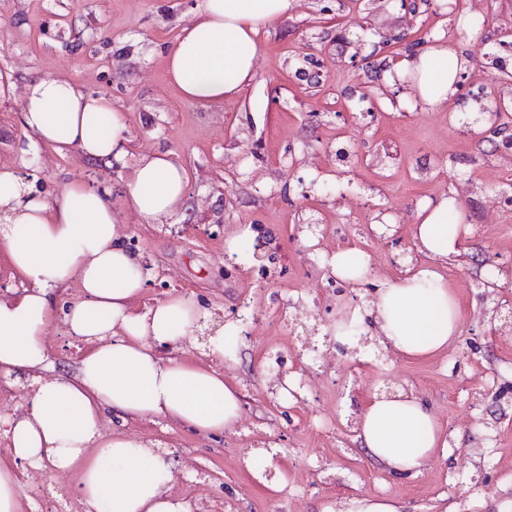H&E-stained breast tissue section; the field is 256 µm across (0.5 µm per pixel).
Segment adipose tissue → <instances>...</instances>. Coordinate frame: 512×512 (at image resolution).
Listing matches in <instances>:
<instances>
[{
  "instance_id": "ef3b65f1",
  "label": "adipose tissue",
  "mask_w": 512,
  "mask_h": 512,
  "mask_svg": "<svg viewBox=\"0 0 512 512\" xmlns=\"http://www.w3.org/2000/svg\"><path fill=\"white\" fill-rule=\"evenodd\" d=\"M293 2L203 0L167 58L180 96L199 104L240 97L255 76L258 33L288 14ZM468 63L440 35L427 51L404 59L401 69L418 101L437 109L455 95V75ZM96 114L110 118L103 130L92 126ZM22 124L37 141L88 158L128 154L126 126L110 100L65 78L27 84ZM187 187L184 169L159 152L137 161L118 206L84 181L41 198L13 166L0 165V248L28 283L20 295L0 296V375L47 366L52 289L78 285L81 298L63 310L62 321L84 346L75 374L39 382L25 412L6 418V433L16 460L79 469L77 491L87 512H188L170 492L158 443L102 433L109 412L171 420L203 435L233 430L241 418V394L223 373L182 356L200 330L194 301L172 293L138 306L148 272L124 244V214L161 222L182 208ZM469 233L455 196L420 203L413 239L434 263L387 283L369 304L379 342L426 357L454 341L459 303L436 264L457 254ZM357 437L376 462L407 477L421 475L437 449L448 446L430 408L407 391L372 395L359 414Z\"/></svg>"
}]
</instances>
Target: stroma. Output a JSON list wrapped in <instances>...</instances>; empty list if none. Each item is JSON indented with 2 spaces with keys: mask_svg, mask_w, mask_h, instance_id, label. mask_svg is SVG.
<instances>
[{
  "mask_svg": "<svg viewBox=\"0 0 512 512\" xmlns=\"http://www.w3.org/2000/svg\"><path fill=\"white\" fill-rule=\"evenodd\" d=\"M295 0L260 31L255 77L240 99L200 105L180 97L166 58L202 0H0V164L52 198L82 180L120 203L138 159L171 153L188 174L184 208L159 224L125 215L126 245L150 271L141 302L172 292L208 315L186 359H203L208 333L255 312L218 369L242 394L234 431L202 436L161 419L128 421L126 434L161 443L171 492L191 512H342L353 497L387 498L400 512H512V155L505 132H462L463 114L488 92L512 98V0ZM475 22L493 47L459 37ZM446 33L471 64L456 97L423 108L393 65L417 43ZM35 77H65L122 112L129 153L107 162L29 148L21 121ZM454 193L473 233L443 274L461 304L460 334L447 353L411 359L371 339L339 350L340 309L364 307L417 252L424 200ZM398 226L377 235L382 218ZM316 232H309V225ZM250 227L266 247L242 269L225 241ZM354 246L372 276L336 278L328 261ZM509 283L485 288L489 261ZM52 363L43 378L73 374L77 348L60 319L48 327ZM292 379L300 397L280 393ZM411 390L448 435L421 476L390 473L356 438L362 402ZM22 475L20 512H85L78 470L44 464L42 482Z\"/></svg>",
  "mask_w": 512,
  "mask_h": 512,
  "instance_id": "stroma-1",
  "label": "stroma"
}]
</instances>
